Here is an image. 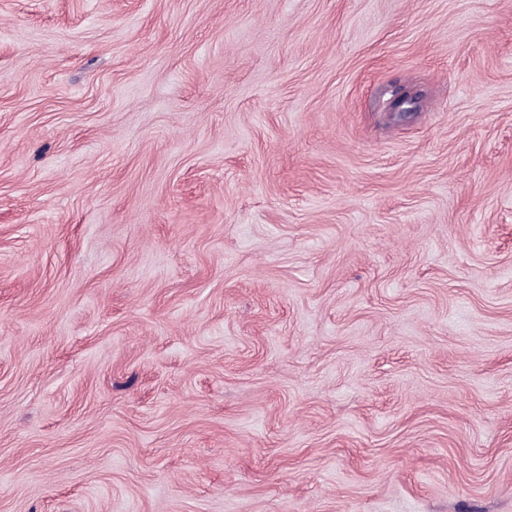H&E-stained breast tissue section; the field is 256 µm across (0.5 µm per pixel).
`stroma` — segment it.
Returning <instances> with one entry per match:
<instances>
[{
    "instance_id": "obj_1",
    "label": "stroma",
    "mask_w": 512,
    "mask_h": 512,
    "mask_svg": "<svg viewBox=\"0 0 512 512\" xmlns=\"http://www.w3.org/2000/svg\"><path fill=\"white\" fill-rule=\"evenodd\" d=\"M0 512H512V0H0Z\"/></svg>"
}]
</instances>
